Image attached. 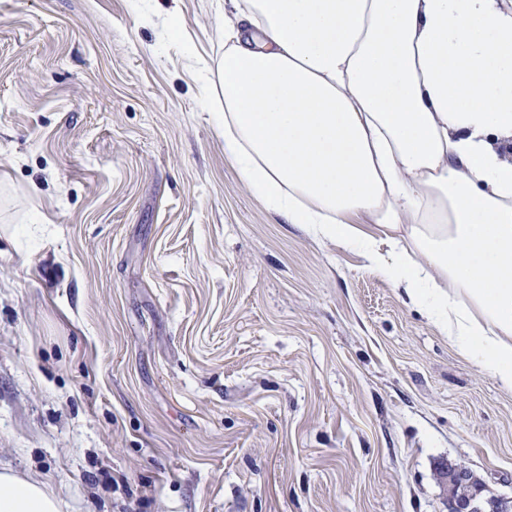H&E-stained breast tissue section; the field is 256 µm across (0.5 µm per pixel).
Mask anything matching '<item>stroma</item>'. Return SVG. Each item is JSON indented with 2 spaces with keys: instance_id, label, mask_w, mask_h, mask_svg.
<instances>
[{
  "instance_id": "obj_1",
  "label": "stroma",
  "mask_w": 512,
  "mask_h": 512,
  "mask_svg": "<svg viewBox=\"0 0 512 512\" xmlns=\"http://www.w3.org/2000/svg\"><path fill=\"white\" fill-rule=\"evenodd\" d=\"M226 0H0V467L64 512L512 496V391L224 152ZM438 481L448 498V512H511L512 497L485 495V483L464 464H443Z\"/></svg>"
}]
</instances>
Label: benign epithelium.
Masks as SVG:
<instances>
[{"label":"benign epithelium","instance_id":"7a95c632","mask_svg":"<svg viewBox=\"0 0 512 512\" xmlns=\"http://www.w3.org/2000/svg\"><path fill=\"white\" fill-rule=\"evenodd\" d=\"M438 481L448 498V512H512V497L485 495V483L464 464H443Z\"/></svg>","mask_w":512,"mask_h":512}]
</instances>
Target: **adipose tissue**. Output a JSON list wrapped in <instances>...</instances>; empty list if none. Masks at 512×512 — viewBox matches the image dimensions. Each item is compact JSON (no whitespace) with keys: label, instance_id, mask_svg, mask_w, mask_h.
<instances>
[{"label":"adipose tissue","instance_id":"1","mask_svg":"<svg viewBox=\"0 0 512 512\" xmlns=\"http://www.w3.org/2000/svg\"><path fill=\"white\" fill-rule=\"evenodd\" d=\"M224 151L512 389V0H230ZM370 229H363V222ZM0 469V512H63Z\"/></svg>","mask_w":512,"mask_h":512}]
</instances>
